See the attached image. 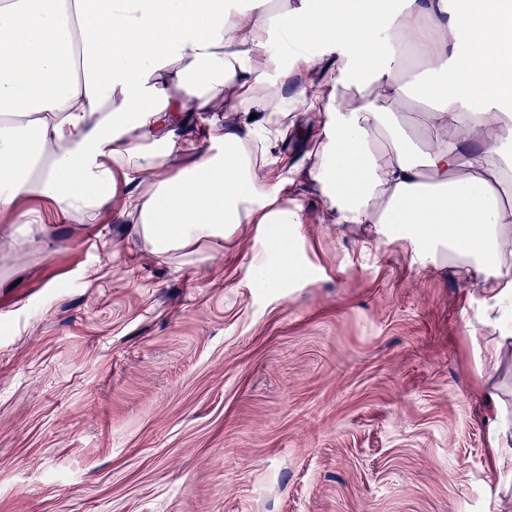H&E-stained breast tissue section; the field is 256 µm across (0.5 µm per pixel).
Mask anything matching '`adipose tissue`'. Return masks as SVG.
I'll list each match as a JSON object with an SVG mask.
<instances>
[{
    "mask_svg": "<svg viewBox=\"0 0 512 512\" xmlns=\"http://www.w3.org/2000/svg\"><path fill=\"white\" fill-rule=\"evenodd\" d=\"M379 0H0V208L21 196L52 198L61 213L106 206L109 187L129 188L122 208L157 254L302 222L287 203L290 180L273 151L291 130L279 88L313 58L319 41L339 53L332 85L369 78L383 93L434 99L418 148L375 99L340 107L303 90L319 110L316 165L340 224L372 225L412 263L478 272L486 324L498 333L480 367L498 368L512 343V208L498 201L499 145L512 141V0H405L396 17ZM301 44L270 54L272 35ZM235 116L190 165L138 194L192 135L190 112L213 114L224 89ZM384 142H374L369 130ZM263 176H256V168Z\"/></svg>",
    "mask_w": 512,
    "mask_h": 512,
    "instance_id": "adipose-tissue-1",
    "label": "adipose tissue"
}]
</instances>
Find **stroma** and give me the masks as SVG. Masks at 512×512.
Wrapping results in <instances>:
<instances>
[{"mask_svg":"<svg viewBox=\"0 0 512 512\" xmlns=\"http://www.w3.org/2000/svg\"><path fill=\"white\" fill-rule=\"evenodd\" d=\"M366 95L424 144L430 98L336 89ZM314 149L281 147L287 288L250 277L253 224L160 256L112 204L0 209V512H512L487 426L512 422V352L480 371L479 276L331 221Z\"/></svg>","mask_w":512,"mask_h":512,"instance_id":"1","label":"stroma"}]
</instances>
